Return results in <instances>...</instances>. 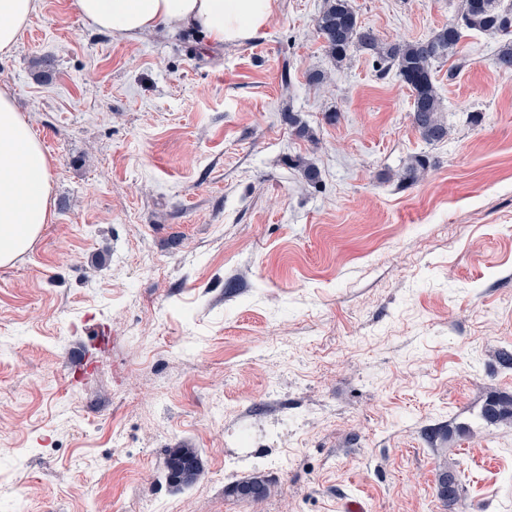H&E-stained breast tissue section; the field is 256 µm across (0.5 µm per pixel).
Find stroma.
<instances>
[{"label":"stroma","instance_id":"obj_1","mask_svg":"<svg viewBox=\"0 0 512 512\" xmlns=\"http://www.w3.org/2000/svg\"><path fill=\"white\" fill-rule=\"evenodd\" d=\"M72 2L40 0L0 54L54 200L0 266V512H512V425L482 416L512 397L495 358L512 346L497 39L468 33V66L438 72L448 137L431 145L369 52L326 55L323 0H279L224 47L188 29L118 39ZM351 3L389 42L463 7ZM420 156L425 176L401 185ZM169 448L196 450L190 486L167 479ZM442 469L468 475L451 505ZM253 476L265 498L226 495Z\"/></svg>","mask_w":512,"mask_h":512}]
</instances>
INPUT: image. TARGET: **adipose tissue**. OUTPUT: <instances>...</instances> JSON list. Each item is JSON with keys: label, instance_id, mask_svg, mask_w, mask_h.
I'll return each instance as SVG.
<instances>
[{"label": "adipose tissue", "instance_id": "obj_1", "mask_svg": "<svg viewBox=\"0 0 512 512\" xmlns=\"http://www.w3.org/2000/svg\"><path fill=\"white\" fill-rule=\"evenodd\" d=\"M93 27L134 38L166 26L233 45L264 28L277 0H73ZM37 0H0V54L10 53ZM50 157L9 90L0 89V266L28 250L53 217Z\"/></svg>", "mask_w": 512, "mask_h": 512}]
</instances>
